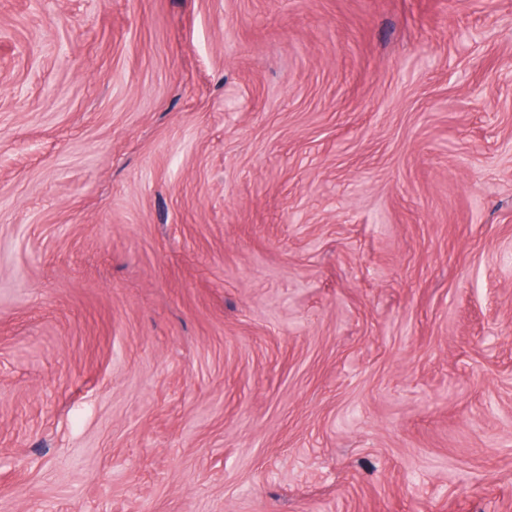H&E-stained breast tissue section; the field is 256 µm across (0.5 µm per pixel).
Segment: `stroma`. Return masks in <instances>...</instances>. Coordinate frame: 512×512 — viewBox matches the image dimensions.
<instances>
[{
	"label": "stroma",
	"instance_id": "stroma-1",
	"mask_svg": "<svg viewBox=\"0 0 512 512\" xmlns=\"http://www.w3.org/2000/svg\"><path fill=\"white\" fill-rule=\"evenodd\" d=\"M0 512H512V0H0Z\"/></svg>",
	"mask_w": 512,
	"mask_h": 512
}]
</instances>
